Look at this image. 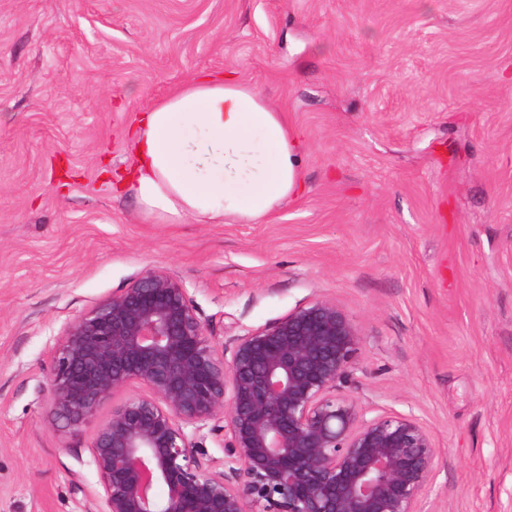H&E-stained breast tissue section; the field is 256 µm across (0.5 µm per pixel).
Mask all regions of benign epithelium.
<instances>
[{
  "instance_id": "obj_1",
  "label": "benign epithelium",
  "mask_w": 512,
  "mask_h": 512,
  "mask_svg": "<svg viewBox=\"0 0 512 512\" xmlns=\"http://www.w3.org/2000/svg\"><path fill=\"white\" fill-rule=\"evenodd\" d=\"M359 343L318 300L232 337L227 360L182 283L150 268L67 325L48 392L74 433L130 384L151 392L113 406L92 438L97 512H422L429 434L336 394ZM207 425L224 432L225 471L200 461L194 432Z\"/></svg>"
}]
</instances>
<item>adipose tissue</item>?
<instances>
[{"label":"adipose tissue","instance_id":"obj_1","mask_svg":"<svg viewBox=\"0 0 512 512\" xmlns=\"http://www.w3.org/2000/svg\"><path fill=\"white\" fill-rule=\"evenodd\" d=\"M301 148L260 92L203 73L137 116L112 189L155 224H255L300 194Z\"/></svg>","mask_w":512,"mask_h":512}]
</instances>
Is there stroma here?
Instances as JSON below:
<instances>
[{"label":"stroma","instance_id":"obj_1","mask_svg":"<svg viewBox=\"0 0 512 512\" xmlns=\"http://www.w3.org/2000/svg\"><path fill=\"white\" fill-rule=\"evenodd\" d=\"M232 72L301 135L257 224H149L115 194L141 110ZM216 337L326 300L361 341L338 395L403 415L423 512H512V0H0V512H96L49 349L145 269Z\"/></svg>","mask_w":512,"mask_h":512}]
</instances>
